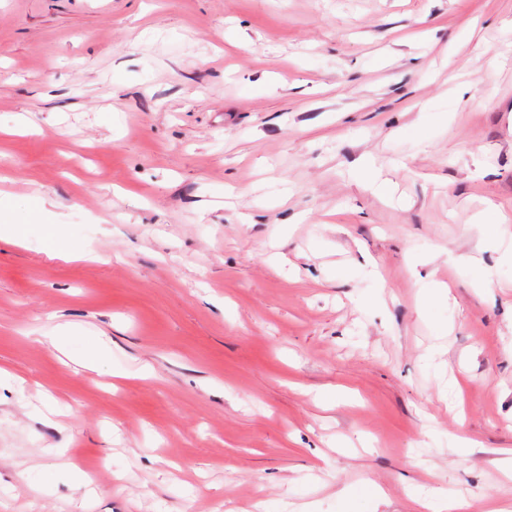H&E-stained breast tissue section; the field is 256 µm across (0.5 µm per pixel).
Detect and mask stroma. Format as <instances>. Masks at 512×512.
<instances>
[{
    "instance_id": "35a3bbf8",
    "label": "stroma",
    "mask_w": 512,
    "mask_h": 512,
    "mask_svg": "<svg viewBox=\"0 0 512 512\" xmlns=\"http://www.w3.org/2000/svg\"><path fill=\"white\" fill-rule=\"evenodd\" d=\"M511 40L512 0H0V512L512 507ZM420 288H424L427 294L424 311L428 316L438 318L436 312L447 304L448 306V289L446 286L436 282L428 281L422 282ZM413 502L416 503L419 512H455L461 508L456 497L448 493L444 496H413Z\"/></svg>"
}]
</instances>
